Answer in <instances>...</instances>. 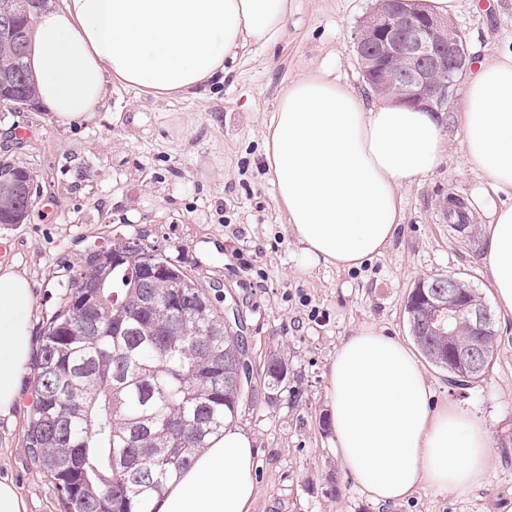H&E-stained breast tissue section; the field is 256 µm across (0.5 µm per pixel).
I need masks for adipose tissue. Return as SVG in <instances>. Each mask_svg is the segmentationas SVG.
Returning a JSON list of instances; mask_svg holds the SVG:
<instances>
[{
  "mask_svg": "<svg viewBox=\"0 0 512 512\" xmlns=\"http://www.w3.org/2000/svg\"><path fill=\"white\" fill-rule=\"evenodd\" d=\"M288 0H59L35 18L29 63L40 103L62 123L94 117L113 81L151 96L200 95L225 60L282 37ZM462 131L466 166L484 181L485 263L501 313L512 315V54L471 70L459 112L384 102L372 107L321 75L292 82L267 126L265 164L303 267L350 269L381 254L400 221L399 189L432 173L443 129ZM35 298L25 273L0 265V417L20 403ZM414 353L364 326L337 349L327 406L344 470L368 498L395 503L420 488L463 493L481 484L491 449L480 420L431 407ZM256 450L224 427L170 484L156 512H250Z\"/></svg>",
  "mask_w": 512,
  "mask_h": 512,
  "instance_id": "ef3b65f1",
  "label": "adipose tissue"
}]
</instances>
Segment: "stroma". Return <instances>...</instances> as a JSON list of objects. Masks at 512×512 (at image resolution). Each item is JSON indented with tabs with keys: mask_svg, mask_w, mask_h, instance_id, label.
<instances>
[{
	"mask_svg": "<svg viewBox=\"0 0 512 512\" xmlns=\"http://www.w3.org/2000/svg\"><path fill=\"white\" fill-rule=\"evenodd\" d=\"M284 37L226 61L223 83L203 95L156 100L107 83L96 116L65 125L45 108L0 111V159L36 177L21 224H0V263L26 272L35 296L31 335L58 309L76 266L92 250L136 233L165 251L243 325L248 386L234 419L258 453L251 512H512V318H498L485 376L470 388L422 368L432 402L479 418L492 453L486 480L464 495L427 488L388 506L373 504L334 449L327 373L341 343L364 325L411 341L405 306L436 275L464 281L486 302L493 290L484 256L486 221L464 164L457 124L444 129L439 167L399 191L402 222L391 244L357 268L299 266L300 247L276 203L264 164V131L288 84L324 73L367 102L354 33L373 0H289ZM453 21L473 59L512 52V0H462ZM27 138H18L20 130ZM471 215L467 234L448 228L446 201ZM288 378L271 392L267 364ZM22 401L0 418V479L14 483L28 512H64L55 483L26 448L36 401L32 373Z\"/></svg>",
	"mask_w": 512,
	"mask_h": 512,
	"instance_id": "obj_1",
	"label": "stroma"
}]
</instances>
